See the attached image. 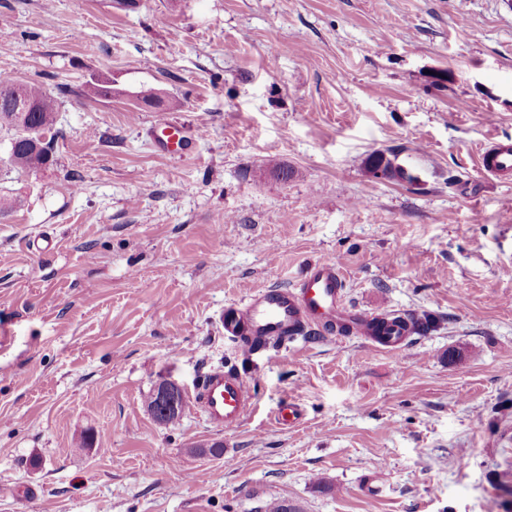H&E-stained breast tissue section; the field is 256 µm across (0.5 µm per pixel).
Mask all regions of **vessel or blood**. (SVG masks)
I'll use <instances>...</instances> for the list:
<instances>
[{
  "label": "vessel or blood",
  "instance_id": "1",
  "mask_svg": "<svg viewBox=\"0 0 512 512\" xmlns=\"http://www.w3.org/2000/svg\"><path fill=\"white\" fill-rule=\"evenodd\" d=\"M200 136L198 127L178 121H162L151 129L156 148L173 155L190 152ZM479 164L495 178L512 174V145H487L480 152ZM342 284L337 264L309 263L295 286L269 288L251 295L246 303L226 315L225 327L245 350L306 327L330 335L340 327L363 336L373 335L372 316L350 312L343 305ZM253 400L251 388L240 376L221 368L209 370L199 388L189 396L190 405L218 429L236 427Z\"/></svg>",
  "mask_w": 512,
  "mask_h": 512
}]
</instances>
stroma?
Segmentation results:
<instances>
[{"mask_svg":"<svg viewBox=\"0 0 512 512\" xmlns=\"http://www.w3.org/2000/svg\"><path fill=\"white\" fill-rule=\"evenodd\" d=\"M121 2L0 0V72L59 132L48 167L0 161V512H512V176L478 166L512 143V0ZM165 119L202 126L187 156ZM312 261L433 328L242 351L225 311ZM218 366L237 427L155 418ZM156 148L167 154L183 155L191 151L201 132L197 126L178 121H162L151 129Z\"/></svg>","mask_w":512,"mask_h":512,"instance_id":"obj_1","label":"stroma"}]
</instances>
